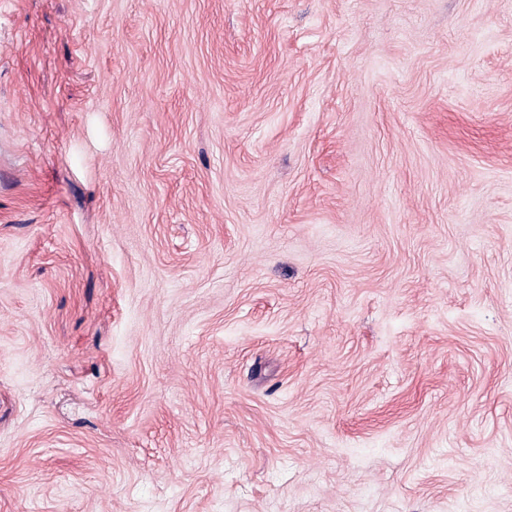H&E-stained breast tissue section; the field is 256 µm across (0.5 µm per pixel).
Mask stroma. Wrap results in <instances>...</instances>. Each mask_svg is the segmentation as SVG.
<instances>
[{
  "instance_id": "stroma-1",
  "label": "stroma",
  "mask_w": 512,
  "mask_h": 512,
  "mask_svg": "<svg viewBox=\"0 0 512 512\" xmlns=\"http://www.w3.org/2000/svg\"><path fill=\"white\" fill-rule=\"evenodd\" d=\"M0 512H512V0H0Z\"/></svg>"
}]
</instances>
